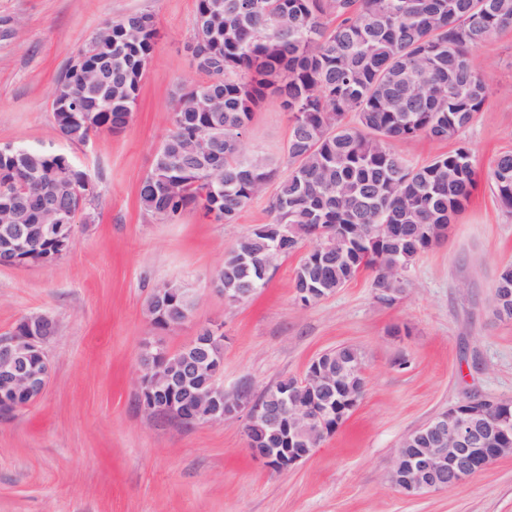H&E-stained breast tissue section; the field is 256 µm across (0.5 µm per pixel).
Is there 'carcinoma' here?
I'll return each instance as SVG.
<instances>
[{
    "instance_id": "cac0c4a2",
    "label": "carcinoma",
    "mask_w": 512,
    "mask_h": 512,
    "mask_svg": "<svg viewBox=\"0 0 512 512\" xmlns=\"http://www.w3.org/2000/svg\"><path fill=\"white\" fill-rule=\"evenodd\" d=\"M511 26L512 0H197L196 67L208 81L175 92L172 128L142 181L141 205L172 221L205 199L216 221L232 224L277 178L269 223L288 225L297 249L308 239H338L332 260L306 252L294 288L317 289L318 301L370 270L374 290L393 292L378 299L392 302L409 282H385L378 267L411 266L439 241L430 228L452 223L476 184L466 146L417 166L395 144L451 140L483 111L490 87L471 54ZM156 35L149 13L112 22V65H101L97 80L138 96ZM270 98L293 118L280 178L243 146L253 113ZM134 107L87 94L73 120L58 106L53 115L59 132L80 144L125 128ZM191 138L210 146L207 166L184 149ZM27 161L50 169L64 158L31 148ZM13 177L12 158L1 157L0 187L23 191L37 214L56 183L24 190L8 182ZM489 177L512 214V151L494 160ZM55 200L72 222L85 208L62 191ZM266 245L242 237L224 256L218 287H264L259 259Z\"/></svg>"
}]
</instances>
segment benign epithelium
Returning a JSON list of instances; mask_svg holds the SVG:
<instances>
[{"label":"benign epithelium","mask_w":512,"mask_h":512,"mask_svg":"<svg viewBox=\"0 0 512 512\" xmlns=\"http://www.w3.org/2000/svg\"><path fill=\"white\" fill-rule=\"evenodd\" d=\"M98 52L112 51V22L104 23L94 34ZM72 79L90 82L97 59L76 57L71 64ZM22 166V181L39 186L46 180L64 182L70 195L87 198L92 182L72 179L65 168L47 172L25 166L28 150L10 144L0 145ZM75 225L68 223V212L50 203L43 210V222L28 223V213L17 193L0 202V249L24 256L30 265H44L48 256L29 254L34 242L45 243L54 257L69 251ZM188 289L167 283L153 292L148 312H157L155 297L183 301ZM51 320L48 314L33 315L26 326L8 336H0V416H7L36 402L45 392L51 364L45 351L47 337L37 334V326ZM224 334L223 325L209 324L182 351L201 350ZM138 377V400L148 415L159 413L184 423L222 421L245 415V437L250 454L270 468L289 472L304 462L318 443L330 436L356 408L362 397L364 372L347 361L335 364L316 357L303 376L283 382L280 398L269 404L253 396L247 387L224 390L219 378L224 357L205 354L199 363L175 375L181 362L178 355L162 347H146ZM512 435V412L503 404L483 398H469L435 415L424 426L406 437L387 474L388 482L406 497L456 487L484 466L512 454V448H488V441Z\"/></svg>","instance_id":"obj_1"}]
</instances>
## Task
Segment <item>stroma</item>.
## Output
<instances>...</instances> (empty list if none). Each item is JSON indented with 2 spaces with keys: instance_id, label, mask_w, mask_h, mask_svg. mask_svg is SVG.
Listing matches in <instances>:
<instances>
[{
  "instance_id": "35a3bbf8",
  "label": "stroma",
  "mask_w": 512,
  "mask_h": 512,
  "mask_svg": "<svg viewBox=\"0 0 512 512\" xmlns=\"http://www.w3.org/2000/svg\"><path fill=\"white\" fill-rule=\"evenodd\" d=\"M197 0H0V145L64 153L94 186L70 250L48 266H0V336L50 314L51 375L35 403L0 417V512H512V455L461 485L404 497L386 480L399 444L471 395L512 401V320L491 309L512 266V214L488 178L512 150V28L473 52L491 86L484 112L455 139L397 146L412 164L467 146L477 187L441 241L411 265L408 290L378 301L362 271L305 306L293 288L301 256L283 257L252 298L228 304L213 284L224 256L269 221L273 188L236 223L198 208L173 222L145 212L143 179L171 127L172 93L206 77L187 50ZM153 15L158 38L132 117L117 134L74 144L58 132L60 73L100 26ZM291 120L276 101L256 110L247 151L282 167ZM177 282L196 306L176 327L151 326L150 293ZM209 323L224 326L225 389L261 394L301 377L318 354L350 344L365 355L358 407L310 458L287 473L254 460L244 417L185 425L137 403L146 345L179 350Z\"/></svg>"
}]
</instances>
